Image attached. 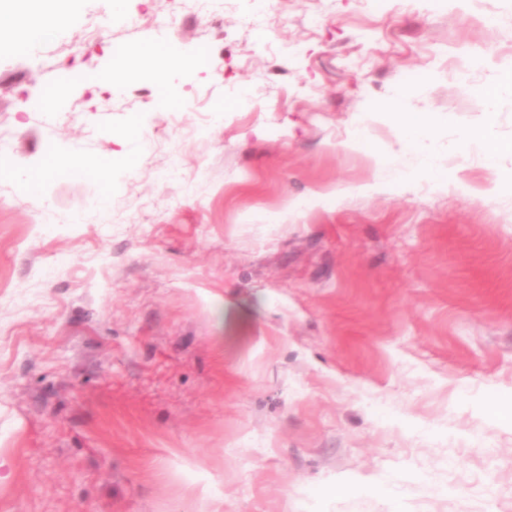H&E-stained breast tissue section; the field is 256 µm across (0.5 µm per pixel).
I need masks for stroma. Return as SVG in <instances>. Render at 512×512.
<instances>
[{
	"label": "stroma",
	"mask_w": 512,
	"mask_h": 512,
	"mask_svg": "<svg viewBox=\"0 0 512 512\" xmlns=\"http://www.w3.org/2000/svg\"><path fill=\"white\" fill-rule=\"evenodd\" d=\"M270 2L67 0L0 47L5 512H512V157L458 142L512 141V0ZM158 39L208 61L100 83ZM75 149L107 212L93 168L29 186ZM398 150L410 185L358 193ZM460 143L464 146H475L483 150L487 155H512V142H493L486 138L485 134L476 128H465L460 131Z\"/></svg>",
	"instance_id": "obj_1"
}]
</instances>
